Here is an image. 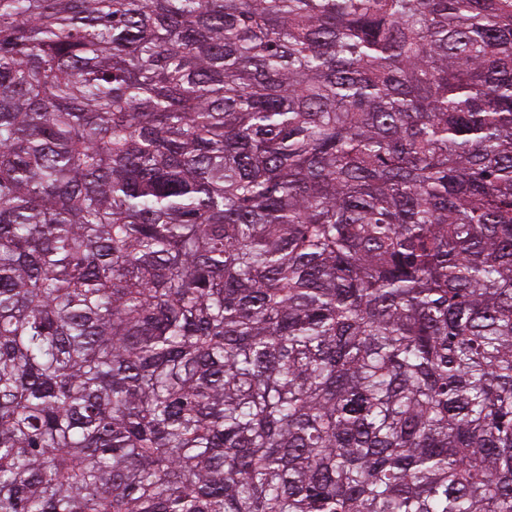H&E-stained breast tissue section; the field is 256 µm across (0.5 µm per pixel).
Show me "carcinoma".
<instances>
[{
    "label": "carcinoma",
    "instance_id": "obj_1",
    "mask_svg": "<svg viewBox=\"0 0 512 512\" xmlns=\"http://www.w3.org/2000/svg\"><path fill=\"white\" fill-rule=\"evenodd\" d=\"M0 512H512V0H0Z\"/></svg>",
    "mask_w": 512,
    "mask_h": 512
}]
</instances>
